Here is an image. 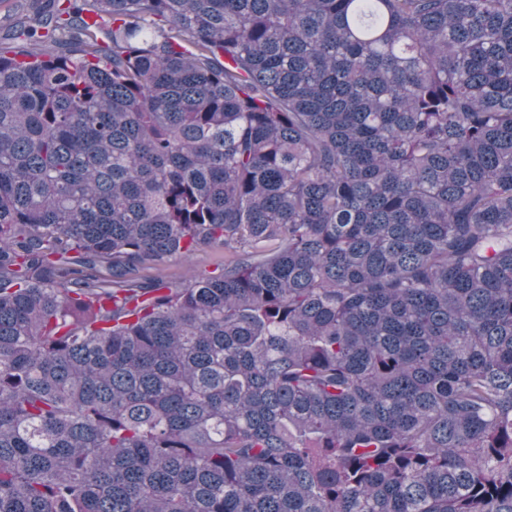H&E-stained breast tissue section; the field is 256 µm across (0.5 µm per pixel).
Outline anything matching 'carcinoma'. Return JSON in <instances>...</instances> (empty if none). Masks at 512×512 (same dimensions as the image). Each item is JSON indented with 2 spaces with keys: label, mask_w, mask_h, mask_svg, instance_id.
<instances>
[{
  "label": "carcinoma",
  "mask_w": 512,
  "mask_h": 512,
  "mask_svg": "<svg viewBox=\"0 0 512 512\" xmlns=\"http://www.w3.org/2000/svg\"><path fill=\"white\" fill-rule=\"evenodd\" d=\"M0 512H512V0H29ZM224 264V249L216 248L200 251L190 262L170 258L161 260L149 268L142 269V278H160L173 282H190L216 265Z\"/></svg>",
  "instance_id": "obj_1"
}]
</instances>
